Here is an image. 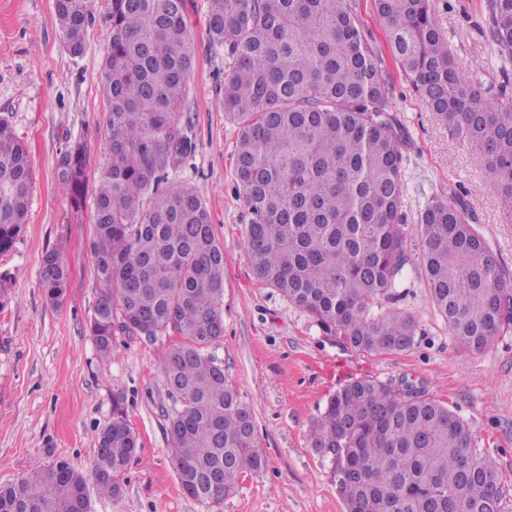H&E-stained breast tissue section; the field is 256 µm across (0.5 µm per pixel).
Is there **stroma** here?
<instances>
[{"label":"stroma","mask_w":512,"mask_h":512,"mask_svg":"<svg viewBox=\"0 0 512 512\" xmlns=\"http://www.w3.org/2000/svg\"><path fill=\"white\" fill-rule=\"evenodd\" d=\"M85 49L71 55L54 0H0V118L29 150L34 170L26 222L0 272L13 275L0 308V487L38 465L62 459L90 475L99 435L121 399L139 447L118 498L91 497V512H346L331 463L307 433L329 397L356 378L412 381L469 427L478 455L496 464L512 494V330L480 353L459 346L431 304L417 263L398 286L400 309L418 324L411 348L366 354L327 332L305 311L253 275L245 247L248 213L235 191L237 125L223 107L230 58L208 34L209 0H185L195 56L180 125L193 150L168 180L194 189L224 246V335L211 348L226 377L254 412L255 441L266 465L247 473L233 493L205 504L181 488L165 417L168 403L158 358L168 337L118 336L100 357L87 331L98 296L91 209L75 213L58 187L56 164L73 143L85 147L90 170L109 161L108 103L101 71L112 36L109 0H92ZM486 0H432L460 65L492 90L496 107L512 105V62L495 53L486 31ZM358 20L392 75L393 110L406 126V212L448 189L461 192L482 233L512 272V223L473 149L413 92L392 58L373 0H355ZM63 246L70 283L62 303L39 286L41 256Z\"/></svg>","instance_id":"obj_1"}]
</instances>
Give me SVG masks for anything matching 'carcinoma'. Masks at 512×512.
<instances>
[{
  "label": "carcinoma",
  "mask_w": 512,
  "mask_h": 512,
  "mask_svg": "<svg viewBox=\"0 0 512 512\" xmlns=\"http://www.w3.org/2000/svg\"><path fill=\"white\" fill-rule=\"evenodd\" d=\"M392 55L414 91L471 145L512 218V112L494 108L454 59L431 0H374ZM67 50L79 56L91 0H54ZM498 53L512 61V0H487ZM112 38L101 82L110 162L93 193L94 273L89 332L112 354L117 333L176 336L159 368L174 464L190 497L219 503L259 472L251 406L209 348L224 335V245L188 186L161 187L192 150L178 124L194 46L184 0H110ZM209 34L228 46L224 112L238 126L236 190L250 214L256 279L367 354L401 352L417 332L393 306L412 261L404 230V127L390 110L391 78L353 0H210ZM58 181L75 210L88 177L84 147L61 154ZM33 168L0 118V253L28 211ZM151 194L149 205L143 197ZM419 266L433 307L456 342L483 351L512 328V287L463 195L450 188L417 212ZM63 247L45 250L40 287L52 304L69 285ZM346 512H512L496 466L477 458L467 425L425 391L353 379L312 425ZM138 439L121 404L101 432L92 478L118 498ZM57 460L0 487V512H79L85 476Z\"/></svg>",
  "instance_id": "1"
}]
</instances>
